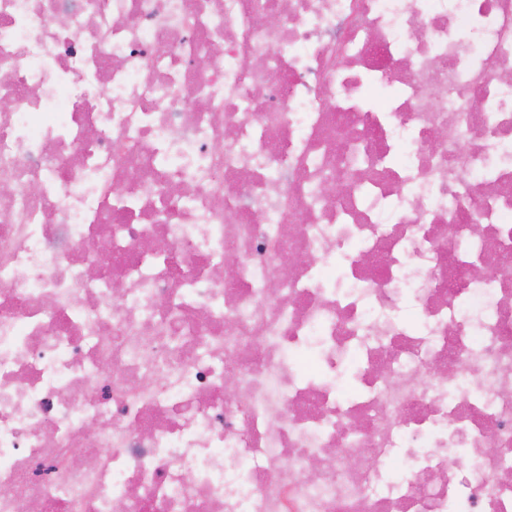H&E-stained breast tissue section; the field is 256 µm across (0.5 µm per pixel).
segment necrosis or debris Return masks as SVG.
Segmentation results:
<instances>
[{
  "instance_id": "obj_1",
  "label": "necrosis or debris",
  "mask_w": 512,
  "mask_h": 512,
  "mask_svg": "<svg viewBox=\"0 0 512 512\" xmlns=\"http://www.w3.org/2000/svg\"><path fill=\"white\" fill-rule=\"evenodd\" d=\"M1 100L0 512H512V0H0Z\"/></svg>"
}]
</instances>
